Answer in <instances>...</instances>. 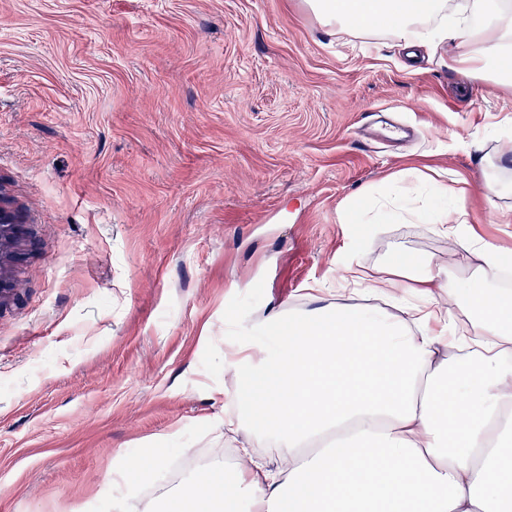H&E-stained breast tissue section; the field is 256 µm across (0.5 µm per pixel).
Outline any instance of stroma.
<instances>
[{
	"instance_id": "stroma-1",
	"label": "stroma",
	"mask_w": 512,
	"mask_h": 512,
	"mask_svg": "<svg viewBox=\"0 0 512 512\" xmlns=\"http://www.w3.org/2000/svg\"><path fill=\"white\" fill-rule=\"evenodd\" d=\"M511 122L447 46L334 35L301 0H0V512H114L131 462L155 498L219 446L276 469L273 439L224 431L227 359L273 352V312L347 300L348 266L401 250L472 277L432 225L339 223L389 176L445 172L512 252V193L488 212L464 146L512 184ZM158 455L198 462L168 480Z\"/></svg>"
}]
</instances>
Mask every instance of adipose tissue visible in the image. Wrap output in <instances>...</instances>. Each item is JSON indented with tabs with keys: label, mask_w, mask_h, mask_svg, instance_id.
I'll return each instance as SVG.
<instances>
[{
	"label": "adipose tissue",
	"mask_w": 512,
	"mask_h": 512,
	"mask_svg": "<svg viewBox=\"0 0 512 512\" xmlns=\"http://www.w3.org/2000/svg\"><path fill=\"white\" fill-rule=\"evenodd\" d=\"M334 33L386 32L403 46L448 43L449 67L490 92L512 90V0H304ZM446 204L430 209L365 192L343 224L383 217L422 221L479 253V280L451 285L448 272L398 252L383 275L347 268L345 282L379 297L403 288L406 309L388 320L368 305L273 313L282 340L260 360L230 369L250 423L283 441L277 470L241 449L232 473L217 468L166 503L167 512H512V291L486 294L506 252L476 241L465 189L420 174ZM410 287H403V280Z\"/></svg>",
	"instance_id": "1"
}]
</instances>
